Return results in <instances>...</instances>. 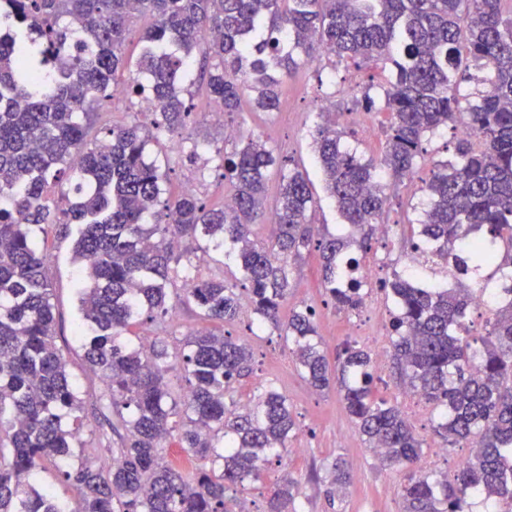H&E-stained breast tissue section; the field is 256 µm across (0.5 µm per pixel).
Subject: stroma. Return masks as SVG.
<instances>
[{
    "instance_id": "obj_1",
    "label": "stroma",
    "mask_w": 512,
    "mask_h": 512,
    "mask_svg": "<svg viewBox=\"0 0 512 512\" xmlns=\"http://www.w3.org/2000/svg\"><path fill=\"white\" fill-rule=\"evenodd\" d=\"M331 72L332 62L328 59L313 66H299L282 80L277 111L256 112L246 106L231 116L230 121L243 132L261 136L279 159L297 164L299 170L308 175L316 202V224L324 226L327 232L341 235L347 233L348 227L342 223L323 188L311 150L312 127L320 109L332 105L354 132L351 144L369 157L379 153L384 140V119L371 115L364 122H355L356 94L349 89L334 91L329 81ZM185 100L193 114L177 136L198 143L199 155L196 160H188L184 154L174 151L167 139L154 146L159 164L171 168L167 192L174 196L191 186L208 204H223L224 179L215 151L224 145V128L213 124L209 118L217 104L194 86L189 87ZM40 247L53 289L57 343L67 356L68 370L83 401L80 434L82 441L89 444L98 430L95 412L104 387L84 362L81 343L74 332L79 318L75 282L80 269L71 259L73 238L52 225L43 235ZM411 251L412 246L403 234L388 238L376 236L362 261L367 264L382 258L383 276L388 279L393 271L404 269ZM292 285L287 306L316 309L318 339L329 362H336L344 343L355 341L370 346L369 337L353 328V321L367 319L381 330L389 328L394 305L387 291L377 286H370L359 310H340L327 304L317 252L305 255L293 274ZM252 320L250 309L245 308L237 320L227 326L232 335L250 345L253 354L252 370L241 379L239 394L247 400L267 385H275L287 396L299 431L279 457L273 458L262 481L242 493L241 498L249 503L251 512H268L267 487L285 475L299 486L296 503L302 512H401L406 472L383 465L370 453L344 408L339 378H332L326 390L313 389L283 338L268 329L251 333L248 325ZM411 423L427 442L423 460L433 461L436 473H453L463 450L456 447L441 451L442 441L433 431L430 408H423ZM340 463L348 471L349 479L338 487L334 484V475Z\"/></svg>"
}]
</instances>
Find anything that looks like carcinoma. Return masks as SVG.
Masks as SVG:
<instances>
[{"label":"carcinoma","mask_w":512,"mask_h":512,"mask_svg":"<svg viewBox=\"0 0 512 512\" xmlns=\"http://www.w3.org/2000/svg\"><path fill=\"white\" fill-rule=\"evenodd\" d=\"M0 14V512H63L34 485L52 468L78 494L75 512H228L226 492L259 481L298 424L287 397L270 387L244 403L237 384L250 371L248 344L201 330L170 332L149 347L128 333L165 319L174 302L204 321L229 324L243 305L255 328L270 327L292 351L316 390L329 385L316 312L288 301L296 264L319 251L323 286L339 309L356 310L367 293L356 253L367 252L373 226L384 223L387 185L412 182L425 160L427 136L466 124L452 159L434 165L418 188L428 199L410 222L416 248L433 265L452 266L456 283L437 288L393 272L385 282L396 301L390 344L408 387L436 413L444 445L478 441L470 463L453 478L416 468L426 441L400 409L377 393L371 356L345 343L338 355L342 401L368 448L388 465L409 470L402 512H470L483 497L512 512V299L499 304L485 336L465 325L468 300L484 268L512 275V0H11ZM154 17L142 37L127 93L160 103L149 125L114 124L104 138L87 126L112 98L115 75L129 69L130 25ZM216 34L211 41L201 34ZM57 65L46 69V50ZM333 56L359 68L381 65V96L364 92L366 110L387 114L378 157L344 146L347 127L328 118L314 145L326 190L344 223L358 232L337 237L313 224L315 201L306 177L278 165L253 134L232 139L221 156L230 193L221 206L193 192L167 195V174L150 159L149 143L186 125L184 98L196 61L200 89L224 115L273 112L281 77L300 63ZM482 87L462 108L464 84ZM279 194L265 205L268 174ZM78 198L67 212L75 225L79 331L89 368L105 383L98 407L99 448H115L108 470L79 440L82 402L56 343V312L39 236L61 223L44 195L49 183ZM277 224L268 241L251 238L265 212ZM185 239L195 248L177 251ZM224 254L237 272L199 276L201 256ZM184 386L174 390L171 361ZM177 440L210 470L184 475L161 456ZM220 472H215V468ZM295 482L271 489L270 512H298Z\"/></svg>","instance_id":"obj_1"}]
</instances>
